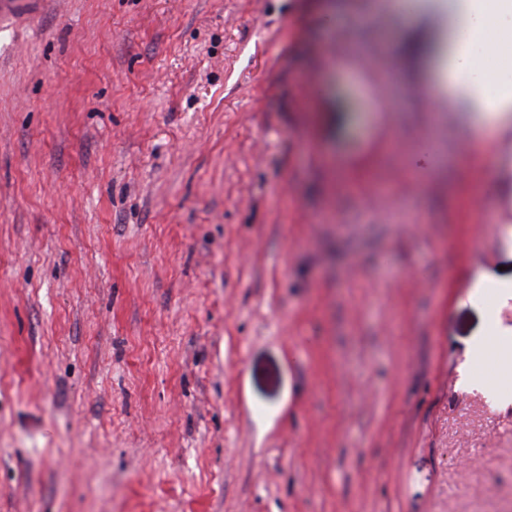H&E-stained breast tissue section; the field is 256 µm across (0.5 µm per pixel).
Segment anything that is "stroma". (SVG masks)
<instances>
[{"instance_id":"1","label":"stroma","mask_w":512,"mask_h":512,"mask_svg":"<svg viewBox=\"0 0 512 512\" xmlns=\"http://www.w3.org/2000/svg\"><path fill=\"white\" fill-rule=\"evenodd\" d=\"M371 2L0 6V512H512V131Z\"/></svg>"}]
</instances>
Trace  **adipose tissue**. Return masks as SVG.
Wrapping results in <instances>:
<instances>
[{"label": "adipose tissue", "mask_w": 512, "mask_h": 512, "mask_svg": "<svg viewBox=\"0 0 512 512\" xmlns=\"http://www.w3.org/2000/svg\"><path fill=\"white\" fill-rule=\"evenodd\" d=\"M417 9L447 17V41L433 65L436 87L449 102L474 113L477 136L495 138L512 130V90L497 69L486 66L491 57L512 54V36L492 38L505 19H512V0H417Z\"/></svg>", "instance_id": "1"}]
</instances>
